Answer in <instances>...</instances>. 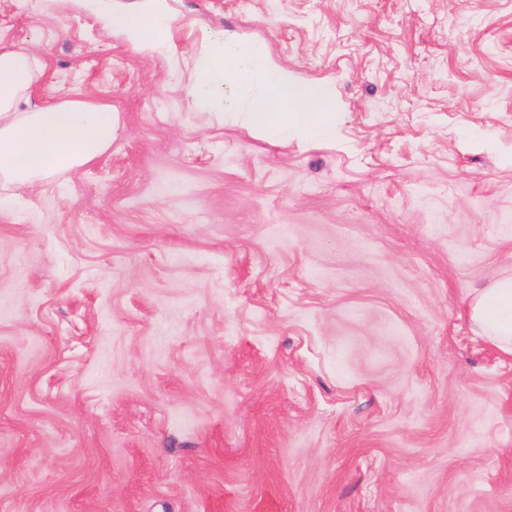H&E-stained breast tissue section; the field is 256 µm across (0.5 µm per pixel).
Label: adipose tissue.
<instances>
[{"label": "adipose tissue", "instance_id": "ef3b65f1", "mask_svg": "<svg viewBox=\"0 0 512 512\" xmlns=\"http://www.w3.org/2000/svg\"><path fill=\"white\" fill-rule=\"evenodd\" d=\"M112 30L133 47L163 46L169 19L161 0H144L140 13L112 12ZM34 59L23 50L0 48V189L33 186L78 169L112 144L118 116L110 106L79 100L29 105ZM247 87L243 99L225 102L224 114L242 125L281 139L311 142L336 123L328 85L309 81L276 62L266 46L233 35L211 44L195 68V103L208 109L215 80ZM475 332L512 353V277L477 289L470 303Z\"/></svg>", "mask_w": 512, "mask_h": 512}]
</instances>
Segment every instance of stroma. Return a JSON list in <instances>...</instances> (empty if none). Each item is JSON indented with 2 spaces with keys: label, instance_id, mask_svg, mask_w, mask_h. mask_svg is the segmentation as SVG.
Instances as JSON below:
<instances>
[{
  "label": "stroma",
  "instance_id": "stroma-1",
  "mask_svg": "<svg viewBox=\"0 0 512 512\" xmlns=\"http://www.w3.org/2000/svg\"><path fill=\"white\" fill-rule=\"evenodd\" d=\"M139 50L0 0L31 101L111 105L77 170L0 193V512H512V0H162ZM233 33L330 85L282 141L195 107ZM470 319L479 336L512 353V277L477 289L470 303Z\"/></svg>",
  "mask_w": 512,
  "mask_h": 512
}]
</instances>
